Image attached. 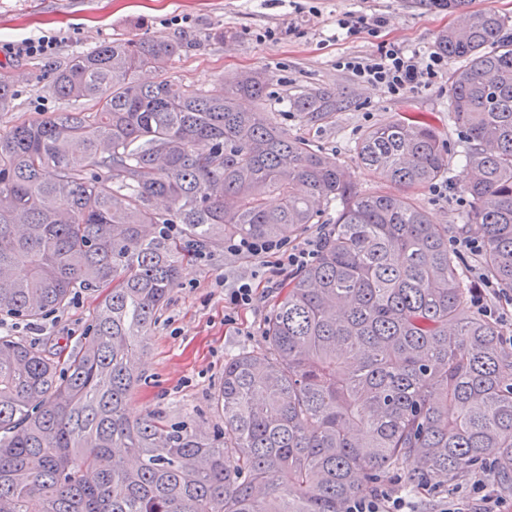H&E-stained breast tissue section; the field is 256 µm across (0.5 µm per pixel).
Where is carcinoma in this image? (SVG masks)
I'll list each match as a JSON object with an SVG mask.
<instances>
[{
	"mask_svg": "<svg viewBox=\"0 0 512 512\" xmlns=\"http://www.w3.org/2000/svg\"><path fill=\"white\" fill-rule=\"evenodd\" d=\"M419 2L465 13L435 47L467 61L448 85L470 137L466 223L485 240L482 273L512 291V26L469 0ZM180 48L145 35L79 54L48 82L67 107L0 134V315L31 321L76 288L108 289L63 370L0 336V512H29L35 496L40 512H346L393 469L451 493L487 461L512 489V350L471 309L448 225L413 196L448 175L434 127L367 129L355 152L384 188L362 194L273 120L267 72L201 89L164 77ZM291 106L326 121L344 103L311 89ZM333 201L265 350L224 361L217 432L129 420L137 359L182 264L227 240L290 237Z\"/></svg>",
	"mask_w": 512,
	"mask_h": 512,
	"instance_id": "obj_1",
	"label": "carcinoma"
}]
</instances>
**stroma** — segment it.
<instances>
[{"label":"stroma","instance_id":"1","mask_svg":"<svg viewBox=\"0 0 512 512\" xmlns=\"http://www.w3.org/2000/svg\"><path fill=\"white\" fill-rule=\"evenodd\" d=\"M359 12L383 15L387 23L374 34L346 36L339 19ZM176 16L189 17L190 28L173 25ZM458 19V14L422 7L418 0H0V77L17 91L13 110L0 112V133L24 120L53 116L60 102L47 89L49 77L79 52L117 35L163 36L182 44L164 72L175 81L209 88L234 73L269 71L266 105L278 124L333 155L362 191L379 188L357 164L354 144L363 132L400 118H426L448 149L447 182L453 195L440 199L425 188L415 198L430 220L447 225L453 237L467 230V210L456 203L464 193L466 134L448 110L447 79L422 92L393 96L357 83L341 62L374 55L393 43L409 52H430L438 33ZM217 27L228 32L227 40L210 39ZM268 28L281 30V39L259 40ZM42 35L58 40L49 59L18 58L5 51L8 43ZM310 88L329 90L347 105L328 121H306L292 111L290 100ZM292 276L289 269L225 248L185 262L151 330L139 366L142 380L128 401L129 417L160 414L208 433L216 429L220 419L211 397L224 374V360L242 348L265 349V325ZM241 279L252 281L254 301L229 322L224 287ZM101 297V292L81 289L65 309L41 320L0 319V335L42 345L64 361L88 336Z\"/></svg>","mask_w":512,"mask_h":512}]
</instances>
